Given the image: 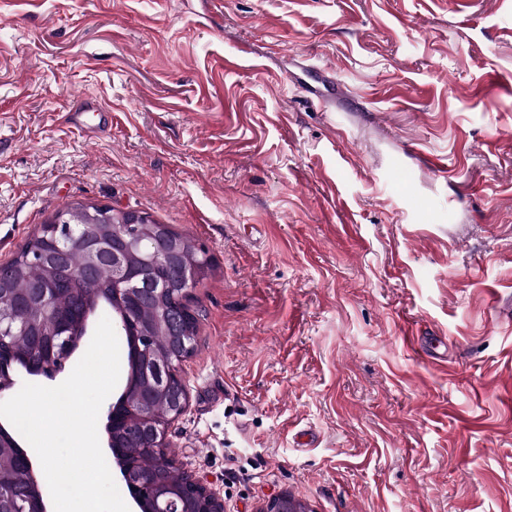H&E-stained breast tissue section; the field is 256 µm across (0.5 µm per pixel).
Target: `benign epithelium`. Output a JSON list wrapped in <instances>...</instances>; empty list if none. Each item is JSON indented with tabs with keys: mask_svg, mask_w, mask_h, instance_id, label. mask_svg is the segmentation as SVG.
Instances as JSON below:
<instances>
[{
	"mask_svg": "<svg viewBox=\"0 0 512 512\" xmlns=\"http://www.w3.org/2000/svg\"><path fill=\"white\" fill-rule=\"evenodd\" d=\"M162 239L173 250L182 247V243L171 237L164 227H150L146 225L144 215L127 212L123 214V230L118 237L109 232L99 235L91 243L84 235L70 233L66 237H57L58 244L37 253V257L39 263L54 266L62 261L65 250L80 248L84 257V273L92 274L102 266L112 270V278L120 284L112 290L113 298L123 307L138 305L146 298L157 302L166 298L178 300L174 311L161 308L158 319L170 328L172 336L183 341L188 335L189 323L196 320L195 313L183 300L196 270L188 269L179 281H173L169 275L168 252L159 246ZM56 292L57 289L45 286L33 289L37 306L22 313L17 312L11 298L0 299V337L32 331L42 336V342L27 361V373L30 375L41 374L48 368L53 371L61 369L76 345L71 339L73 323L61 321L54 331L42 328L43 322L55 311ZM152 336L153 324L148 323L141 329L133 376L120 400H125L132 387H137L134 401L138 402L135 414L141 422L140 450L147 456L167 459V427H160L154 422L151 414L153 402L159 394H166L173 409L172 417L176 418L188 406V390L179 371L156 356L151 346ZM123 406L132 409L130 403H116L108 408V446L120 477L131 489L137 512H224V503L217 493L191 473L188 474L192 489L189 494L184 489L165 484L154 470L135 471L136 463L128 457L116 437V415ZM7 459L21 467V480L30 512H48L40 489V471L16 441L6 435L0 424V482L11 471V467L5 465ZM19 498L13 489L0 487V512H18ZM259 512H307V509L283 492Z\"/></svg>",
	"mask_w": 512,
	"mask_h": 512,
	"instance_id": "1",
	"label": "benign epithelium"
}]
</instances>
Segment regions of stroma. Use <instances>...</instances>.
<instances>
[{
	"label": "stroma",
	"instance_id": "obj_1",
	"mask_svg": "<svg viewBox=\"0 0 512 512\" xmlns=\"http://www.w3.org/2000/svg\"><path fill=\"white\" fill-rule=\"evenodd\" d=\"M77 203L213 260L167 440L224 512H512V0H0V264Z\"/></svg>",
	"mask_w": 512,
	"mask_h": 512
}]
</instances>
